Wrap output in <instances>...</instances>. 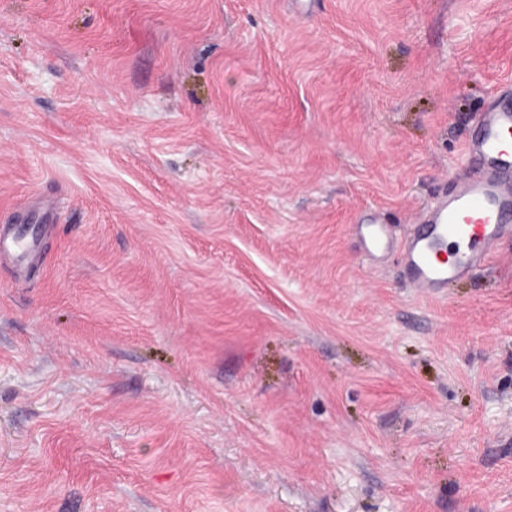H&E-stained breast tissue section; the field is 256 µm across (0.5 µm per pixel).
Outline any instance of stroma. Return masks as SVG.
<instances>
[{"instance_id":"1","label":"stroma","mask_w":512,"mask_h":512,"mask_svg":"<svg viewBox=\"0 0 512 512\" xmlns=\"http://www.w3.org/2000/svg\"><path fill=\"white\" fill-rule=\"evenodd\" d=\"M512 0H0V512H512V240L398 253ZM356 232L362 239L367 255L378 260L396 244V235L388 224L375 221L374 224H357ZM34 251L33 241L26 237H9L0 230V260L1 255L9 257L16 268V276L21 278L25 273V263L32 256Z\"/></svg>"}]
</instances>
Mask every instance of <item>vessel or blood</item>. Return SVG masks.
<instances>
[{
	"label": "vessel or blood",
	"mask_w": 512,
	"mask_h": 512,
	"mask_svg": "<svg viewBox=\"0 0 512 512\" xmlns=\"http://www.w3.org/2000/svg\"><path fill=\"white\" fill-rule=\"evenodd\" d=\"M476 123L466 145L467 168L451 192L424 208L414 231L399 238L380 222L356 227L372 259L400 247L410 282L428 296L438 295L472 266L490 263L499 241L512 239L511 83L490 97ZM33 251L32 241L0 233V256L14 262L17 275H24Z\"/></svg>",
	"instance_id": "obj_1"
}]
</instances>
